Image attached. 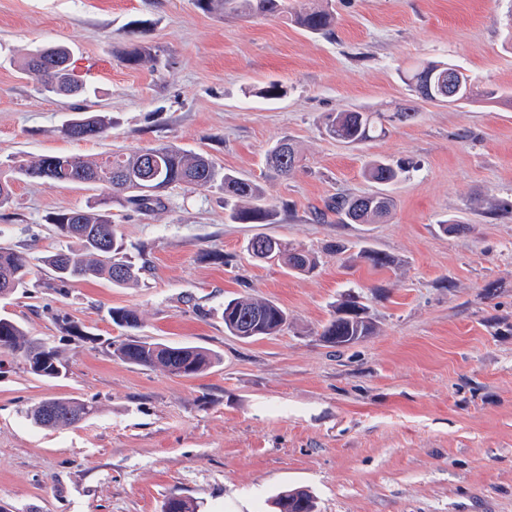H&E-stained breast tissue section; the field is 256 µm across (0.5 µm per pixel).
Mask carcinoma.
<instances>
[{"label":"carcinoma","mask_w":512,"mask_h":512,"mask_svg":"<svg viewBox=\"0 0 512 512\" xmlns=\"http://www.w3.org/2000/svg\"><path fill=\"white\" fill-rule=\"evenodd\" d=\"M206 12H221L241 16L279 15L285 12V0H196ZM294 22L302 29L329 35L336 24L333 13L324 8L302 6L293 13ZM156 59V51L148 45L136 46L123 56L129 66H139ZM449 62L429 61L416 66L405 77L414 96L423 101L445 102L443 88L448 80ZM22 71L35 77L43 90L50 94L81 96L87 93L84 84L73 76L71 53L64 46L36 49L22 64ZM461 92L452 100L464 105L475 99L474 78L458 67ZM417 107L413 103L400 106L391 116L380 112L350 109L324 115L322 133L345 144H360L386 134L385 123L414 120ZM109 125L106 117L94 112H81L63 128V134L75 140L96 138ZM154 155L152 180L141 187L139 173L146 153ZM298 163V149L287 137L279 139L266 155V164L280 175L292 173ZM412 168V163L376 159L368 165L369 178L379 186L366 203L359 197L338 194L329 198L321 215L333 213L341 224H376L388 217L395 207L386 187L400 181ZM10 175H0V208L7 206L13 194V182L19 176L27 179H47L64 184H83L109 190L107 197L86 208L53 213L47 223L55 226L71 247L51 253L42 262L51 269L54 281L63 286L74 281L105 279L121 287L138 280L141 268L124 260L123 243L117 236L108 203L121 200L134 210L149 214L162 206V195L169 189L185 187L207 191L215 186L224 191V201L230 205L229 218L241 224H271L275 211L260 204L262 188L230 171L216 166L203 153L183 150L177 146L159 144L130 154H112L102 160L81 156L43 155L35 160H15L9 166ZM263 245L261 259L275 260L288 270L301 275L313 273L317 258L304 248H290L277 239L260 236ZM31 266L27 256L9 247H0V295L25 291L31 285ZM112 322L127 330L140 327L137 311L113 308ZM288 324V313L277 304L239 296L224 305V326L236 336L247 328L256 338L273 336ZM373 329L365 305L348 297L336 304V310L323 325V342L338 348L354 344L371 334ZM0 351L19 359L25 369L38 377H60L64 365L56 349L27 336L23 327L12 318L0 316ZM113 354L130 363L158 367L171 375L193 377L209 370L217 361L216 354L196 346H170L147 338L128 336L114 344ZM96 411L90 400L52 399L43 401L30 414L40 428H61L76 424ZM275 512H317V502L305 488L283 490L272 501ZM163 512H196L191 501L172 495L163 505Z\"/></svg>","instance_id":"1"}]
</instances>
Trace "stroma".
I'll return each instance as SVG.
<instances>
[{
    "instance_id": "obj_1",
    "label": "stroma",
    "mask_w": 512,
    "mask_h": 512,
    "mask_svg": "<svg viewBox=\"0 0 512 512\" xmlns=\"http://www.w3.org/2000/svg\"><path fill=\"white\" fill-rule=\"evenodd\" d=\"M309 2L335 13L332 34L195 0H0V164L173 144L257 182L277 213L271 224L231 222L216 188L169 190L148 215L112 203L126 258L146 271L128 286L58 289L42 258L68 242L46 218L98 193L15 181L0 246L27 253L32 286L0 298V313L67 370L44 379L0 360V512H162L172 495L199 512H270L294 487L310 489L320 512H512V101H421L413 121L361 145L321 132L327 112H394L410 97L402 73L422 61L461 65L479 88L512 94V0ZM138 43L156 61L125 65ZM51 45L69 48L87 99L44 93L21 71ZM272 83L286 96L262 98ZM85 110L105 113L108 132L66 138L63 125ZM284 136L302 157L288 176L265 162ZM376 157L414 164L390 190L392 215L318 220L327 198L375 191L364 169ZM447 219L466 232L444 233ZM257 235L313 251L316 271L252 258ZM366 245L389 267L359 258ZM349 294L373 331L338 349L318 333ZM241 295L280 305L287 326L229 334L224 302ZM113 308L138 312L139 335L208 349L218 363L182 378L114 356L127 332ZM48 397L97 409L41 429L28 414Z\"/></svg>"
}]
</instances>
